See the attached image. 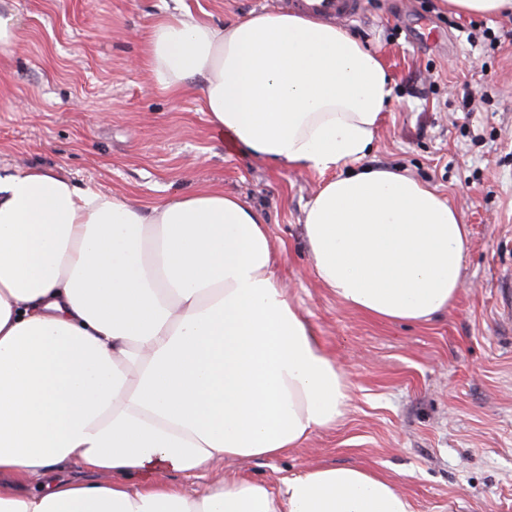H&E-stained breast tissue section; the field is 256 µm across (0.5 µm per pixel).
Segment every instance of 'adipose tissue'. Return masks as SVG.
I'll return each mask as SVG.
<instances>
[{
  "label": "adipose tissue",
  "instance_id": "adipose-tissue-1",
  "mask_svg": "<svg viewBox=\"0 0 512 512\" xmlns=\"http://www.w3.org/2000/svg\"><path fill=\"white\" fill-rule=\"evenodd\" d=\"M146 66L201 89L253 156L327 180L305 216L320 283L421 323L461 286L468 229L434 188L361 160L393 87L335 24L260 11L153 21ZM265 216L200 190L139 208L29 167L0 176V512H412L357 465L189 496L169 474L268 459L345 415L348 382L275 272ZM77 467L85 480L65 477Z\"/></svg>",
  "mask_w": 512,
  "mask_h": 512
}]
</instances>
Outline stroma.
I'll return each mask as SVG.
<instances>
[{
    "mask_svg": "<svg viewBox=\"0 0 512 512\" xmlns=\"http://www.w3.org/2000/svg\"><path fill=\"white\" fill-rule=\"evenodd\" d=\"M282 0H0V175L54 170L146 206L220 187L267 218L276 274L350 384L345 416L275 459L224 461L187 492L228 478L280 486L322 464L392 478L413 512H512V37L472 43V27L512 15L455 14L445 0H366L347 23L381 58L393 100L365 163L401 169L460 212L469 245L458 296L430 321L389 322L345 306L316 279L304 212L317 172L271 165L212 127L199 94L172 93L146 70V29L188 10L228 24ZM442 40L408 39L416 18ZM469 87L485 102L463 109Z\"/></svg>",
    "mask_w": 512,
    "mask_h": 512,
    "instance_id": "35a3bbf8",
    "label": "stroma"
}]
</instances>
